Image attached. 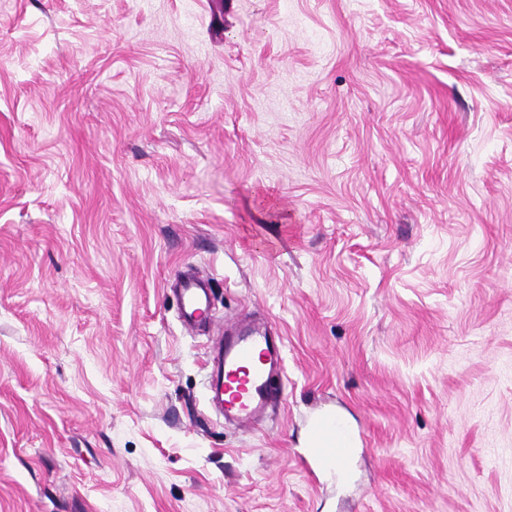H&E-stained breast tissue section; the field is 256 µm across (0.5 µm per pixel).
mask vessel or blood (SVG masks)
<instances>
[{
	"instance_id": "vessel-or-blood-1",
	"label": "vessel or blood",
	"mask_w": 512,
	"mask_h": 512,
	"mask_svg": "<svg viewBox=\"0 0 512 512\" xmlns=\"http://www.w3.org/2000/svg\"><path fill=\"white\" fill-rule=\"evenodd\" d=\"M173 287L183 322L191 327L207 323L210 303L206 281L186 271L177 275ZM282 367L281 336L250 333L227 341L209 381V400L239 426H251L257 414L277 398L271 375ZM356 443L354 432L339 416L330 412L317 415L308 433L307 455L313 470L345 471Z\"/></svg>"
}]
</instances>
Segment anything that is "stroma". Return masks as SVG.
<instances>
[{
    "mask_svg": "<svg viewBox=\"0 0 512 512\" xmlns=\"http://www.w3.org/2000/svg\"><path fill=\"white\" fill-rule=\"evenodd\" d=\"M0 512H512V0H0ZM180 300V315L183 322L196 327L210 319V303L207 296V283L191 271L182 272L173 282ZM282 345L279 333H250L225 343L208 387L209 401L221 408L225 419L249 427L277 398L271 375L283 367ZM357 438L350 426L332 412L317 415L308 433L307 455L312 472L345 471Z\"/></svg>",
    "mask_w": 512,
    "mask_h": 512,
    "instance_id": "obj_1",
    "label": "stroma"
}]
</instances>
